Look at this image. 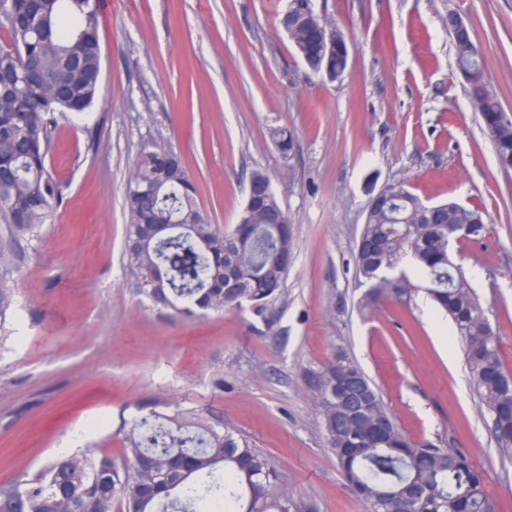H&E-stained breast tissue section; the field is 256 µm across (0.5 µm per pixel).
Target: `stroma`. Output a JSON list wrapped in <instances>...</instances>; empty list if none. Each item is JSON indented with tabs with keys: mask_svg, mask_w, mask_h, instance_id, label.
<instances>
[{
	"mask_svg": "<svg viewBox=\"0 0 512 512\" xmlns=\"http://www.w3.org/2000/svg\"><path fill=\"white\" fill-rule=\"evenodd\" d=\"M285 0H97L102 80L86 120H60L48 165L67 184L40 237L0 221L18 305L0 342V484L61 453L72 428L119 455L123 418L189 408L235 428L316 512H366L312 403L346 353L409 438L458 449L512 512L501 457L463 343L425 291L365 307L355 264L372 191L403 181L429 203L487 217L460 264L512 371V171L501 170L466 92L445 20L473 29L512 116V0H316L352 41L329 82L295 56ZM292 131L289 154L272 129ZM181 152L212 224L236 223L254 170L294 226L278 302L193 320L152 306L127 276L125 186L141 146Z\"/></svg>",
	"mask_w": 512,
	"mask_h": 512,
	"instance_id": "1",
	"label": "stroma"
}]
</instances>
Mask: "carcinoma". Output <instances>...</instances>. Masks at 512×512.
Returning a JSON list of instances; mask_svg holds the SVG:
<instances>
[{"label": "carcinoma", "instance_id": "1", "mask_svg": "<svg viewBox=\"0 0 512 512\" xmlns=\"http://www.w3.org/2000/svg\"><path fill=\"white\" fill-rule=\"evenodd\" d=\"M299 26L295 48L317 77L334 82L349 62L351 43L336 30L334 46L313 44L309 32L330 21L316 15L311 0H289L281 19ZM0 151L12 158L0 173V215L9 231L34 236L53 205L62 202L64 185L47 168L58 118L93 104L102 79L100 21L95 0H0ZM457 66L468 94L480 103L485 132L497 163L512 168V119H503L498 98L489 89L486 59L472 32L452 37ZM284 155L293 147L285 128L272 131ZM264 186L262 195L245 203L229 231L210 223L196 200V187L174 148L151 144L141 148L127 181V273L137 293L150 301L161 297L166 308L192 318L248 303L261 314L282 294L294 236L268 222L282 210L269 176L252 172ZM159 184L157 193L140 187ZM392 190L389 202L366 213L363 243L356 264L371 287L368 303L383 295L407 293L410 283L388 276L407 261L424 280L427 293L454 322L465 345L473 383L491 414V434L504 456L512 455V374L503 366L498 339L483 305L461 268L448 255V243L474 241L485 231L480 211L440 204L432 224L416 223L423 201L405 182ZM155 238L141 225L165 216ZM244 234L236 258L224 255L226 242ZM0 271V330L17 305L16 291ZM364 372L337 354L318 375L313 403L327 443L348 483H357L368 512H497L486 491L485 471L463 452L418 444L391 424L390 435L376 440L355 428L372 413L387 410L368 385L362 414L336 384ZM207 498L223 501L230 512H309V501L279 483L266 455L244 435L212 423L190 409L171 415L151 412L125 425L121 454L76 451L49 460L34 473L0 485V512H73L77 504L90 512H196Z\"/></svg>", "mask_w": 512, "mask_h": 512}]
</instances>
